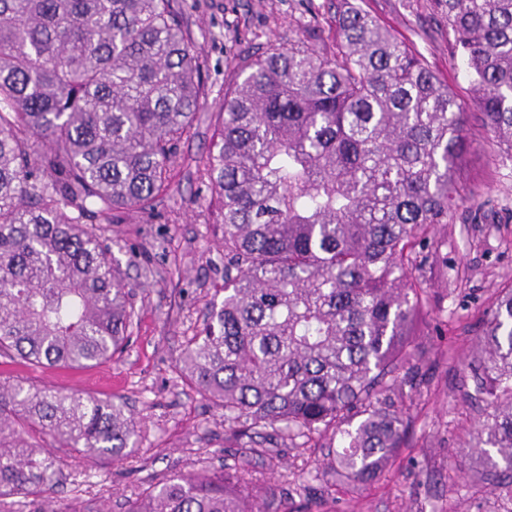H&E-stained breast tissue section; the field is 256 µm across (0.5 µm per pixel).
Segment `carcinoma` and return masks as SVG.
Wrapping results in <instances>:
<instances>
[{"instance_id":"obj_1","label":"carcinoma","mask_w":512,"mask_h":512,"mask_svg":"<svg viewBox=\"0 0 512 512\" xmlns=\"http://www.w3.org/2000/svg\"><path fill=\"white\" fill-rule=\"evenodd\" d=\"M482 124L512 144V0H437ZM271 45L225 86L202 176L224 224V287L181 360L187 384L245 434L275 427L372 480L402 446L380 399L427 300L413 254L462 200L467 112L448 84L351 0L338 52ZM177 0H0V356L37 367L112 360L130 292L107 225L151 214L204 109ZM471 362L482 426L512 495V287ZM341 435L342 448L324 443ZM118 461L135 420L110 398L0 381V512L46 501L61 473L36 434ZM238 468L173 475L124 512H255Z\"/></svg>"}]
</instances>
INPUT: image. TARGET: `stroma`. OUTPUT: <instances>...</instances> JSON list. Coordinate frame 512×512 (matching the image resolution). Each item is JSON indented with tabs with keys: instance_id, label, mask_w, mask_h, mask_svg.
<instances>
[{
	"instance_id": "stroma-1",
	"label": "stroma",
	"mask_w": 512,
	"mask_h": 512,
	"mask_svg": "<svg viewBox=\"0 0 512 512\" xmlns=\"http://www.w3.org/2000/svg\"><path fill=\"white\" fill-rule=\"evenodd\" d=\"M421 53L468 113L469 150L462 181L471 195L450 211L417 249V272L429 303L412 338L401 448L369 484L312 479L325 455L282 440L233 434L216 410L191 389L179 360L207 320L224 282V227L200 178L212 142L215 110L237 63L271 43L301 38L309 22L314 48L332 53L331 0H180L204 66L207 112L180 144L181 159L153 214L131 213L106 236L132 293V336L119 361L87 368L35 367L0 358V371L34 387L111 397L137 422L134 451L122 462L91 464L46 440L62 462L50 493L78 512H121L126 500L164 478L189 471L244 467L260 493L286 512H512V497L483 483L490 463L477 433L490 411L476 393L470 364L490 308L512 286V149L480 123L473 90L448 38L435 0H357Z\"/></svg>"
}]
</instances>
